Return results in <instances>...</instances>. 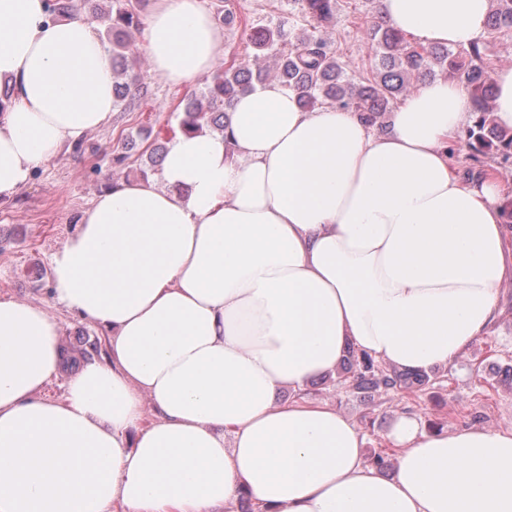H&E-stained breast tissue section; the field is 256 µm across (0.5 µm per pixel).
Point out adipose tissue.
Segmentation results:
<instances>
[{
    "label": "adipose tissue",
    "mask_w": 512,
    "mask_h": 512,
    "mask_svg": "<svg viewBox=\"0 0 512 512\" xmlns=\"http://www.w3.org/2000/svg\"><path fill=\"white\" fill-rule=\"evenodd\" d=\"M426 44L486 34L489 0H379ZM191 85L224 54L199 0H155L138 46ZM0 200L114 113L112 58L79 17L0 0ZM461 84L420 82L382 132L271 80L226 131L177 133L153 178L98 193L54 254V301L109 332L111 360L42 396L65 365L42 305L0 296V512H512V428L423 430L402 413L392 475L345 414L304 393L346 347L412 372L487 335L512 282L495 176L466 181L450 146ZM287 389L294 400L280 403ZM159 418L141 427L146 407ZM72 369L62 371L53 376L43 389L42 396L50 401L62 402L67 396L68 383L71 378Z\"/></svg>",
    "instance_id": "adipose-tissue-1"
}]
</instances>
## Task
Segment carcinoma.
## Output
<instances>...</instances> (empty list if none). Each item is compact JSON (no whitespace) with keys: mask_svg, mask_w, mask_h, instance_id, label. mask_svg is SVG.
<instances>
[{"mask_svg":"<svg viewBox=\"0 0 512 512\" xmlns=\"http://www.w3.org/2000/svg\"><path fill=\"white\" fill-rule=\"evenodd\" d=\"M147 2L112 0L116 5L112 10L104 5V0H47V12L52 20L83 9L111 22L114 101L115 107L123 111L145 97L139 76L141 54L135 50L131 29L141 24ZM293 5L297 16L306 24L294 40L285 39L286 19L275 27L257 28L249 34L255 58H274L273 76L233 62L215 69L205 80L204 92L189 98L177 115L179 131L189 133L211 127L224 132L227 112L236 96L270 78L293 91L305 109L336 105L381 128V119L391 111L393 103L410 94L418 82L446 76L465 86L471 94L472 112L477 118L467 132L469 147L478 153L494 148L512 154V131L499 128L492 118L494 85L487 63V40L473 42L467 48L436 44L417 48L408 45L399 30L381 21L372 22L363 35L370 45L374 67L369 77L356 84L323 37V30L336 21L339 0H293ZM502 29H512V0H492L487 30L495 33ZM341 370L337 383L355 392L395 388L414 392L430 382L425 373L381 368L353 348L348 350Z\"/></svg>","mask_w":512,"mask_h":512,"instance_id":"cac0c4a2","label":"carcinoma"}]
</instances>
